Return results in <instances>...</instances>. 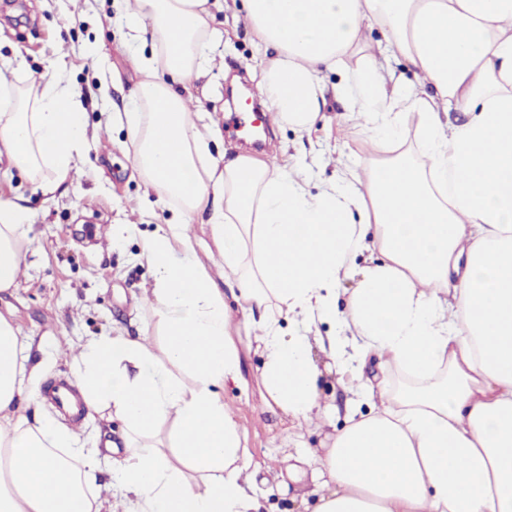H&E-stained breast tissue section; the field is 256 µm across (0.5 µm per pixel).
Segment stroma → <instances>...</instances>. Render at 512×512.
Here are the masks:
<instances>
[{"label":"stroma","mask_w":512,"mask_h":512,"mask_svg":"<svg viewBox=\"0 0 512 512\" xmlns=\"http://www.w3.org/2000/svg\"><path fill=\"white\" fill-rule=\"evenodd\" d=\"M26 4L29 20L0 18V64L10 63V79L23 86L44 72L49 59L64 55L87 113L90 151L72 170L67 193L52 198L35 191L30 180L11 168L7 156L0 155V200H23L32 226L27 268L17 288L0 293V315L36 341L48 332L75 341L118 330L131 336L154 332L156 319L141 303L144 290L154 285V273L141 252L144 241L172 214L170 204L145 189L133 167L127 131L114 119L130 103L140 80L129 60L128 30L111 0ZM213 13L224 39L205 76L190 84L194 120L215 131L209 147L212 159L223 161L228 152L261 160L271 153L287 154L306 164L314 186L330 178L337 164L358 169L377 158L366 136L347 129L346 109L333 90L332 74L326 77V108L308 132L275 129L269 150L252 149L232 137L228 127L243 114L226 97L230 78L248 80L264 51L244 18L242 0H219ZM89 45L97 46V54L86 53ZM239 349L243 373L252 385L245 393L227 385L224 399L237 408L251 461L260 469L251 494L260 512H312V476L336 429L344 427L353 399L347 378L325 353L313 349L322 371L320 402L330 421L320 429L293 431L261 396V353L245 340ZM300 456L306 460V474L296 482L287 467Z\"/></svg>","instance_id":"35a3bbf8"}]
</instances>
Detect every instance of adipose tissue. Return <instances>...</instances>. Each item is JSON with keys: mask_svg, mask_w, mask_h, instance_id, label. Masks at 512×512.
I'll return each mask as SVG.
<instances>
[{"mask_svg": "<svg viewBox=\"0 0 512 512\" xmlns=\"http://www.w3.org/2000/svg\"><path fill=\"white\" fill-rule=\"evenodd\" d=\"M206 2L121 0L131 41L152 52L132 57L142 78L120 121L141 178L175 204L143 245V301L164 341L109 333L51 352L87 413L123 422L124 452L22 412L43 364L0 315V512H257L246 435L222 394L244 381L240 331L262 350L266 403L295 429L323 419L314 347L343 368L378 364L354 376L316 512H512V0H244L277 51L256 85L274 123L309 130L332 71L350 120L386 154L314 191L297 162L208 163L211 130L178 89L222 38ZM373 26L383 40H367ZM390 51L413 79L384 69ZM67 71L59 57L26 87L0 79V145L46 195L88 145ZM451 109L462 124L448 125ZM207 208L220 287L187 234ZM28 220L0 201V292L25 271ZM324 323L340 334H314Z\"/></svg>", "mask_w": 512, "mask_h": 512, "instance_id": "ef3b65f1", "label": "adipose tissue"}]
</instances>
